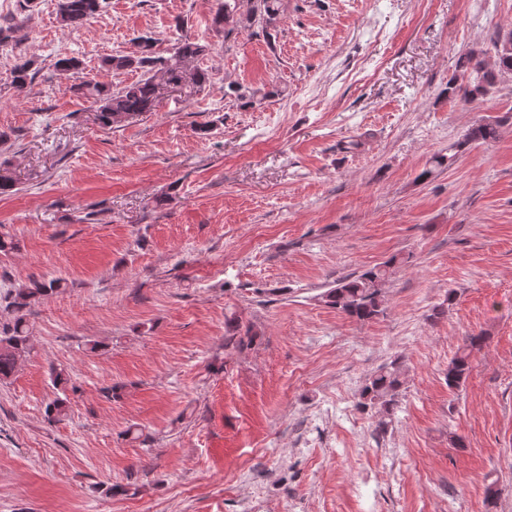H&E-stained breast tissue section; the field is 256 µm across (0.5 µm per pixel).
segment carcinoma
Wrapping results in <instances>:
<instances>
[{"label": "carcinoma", "mask_w": 512, "mask_h": 512, "mask_svg": "<svg viewBox=\"0 0 512 512\" xmlns=\"http://www.w3.org/2000/svg\"><path fill=\"white\" fill-rule=\"evenodd\" d=\"M107 0H58V14L61 22L73 30L80 29L91 18L99 15L106 7ZM280 19V0H252L251 7L241 13L224 0L211 20V26L224 32V40L253 27L270 35L269 29L277 26ZM209 45L188 37L180 39L172 55L166 57L155 50V39L141 36L136 49L129 54L113 55L102 59V67L113 72L139 71L141 78L116 90L92 80H86L78 90L98 105L99 123L110 128L132 121L146 112L153 111L159 97V83L156 74L162 73L164 82L184 85L197 92L209 85L212 73L195 67L187 69V64L205 56ZM494 59L487 63L474 52L465 54L460 65L459 76L448 82V95L458 96L472 102L485 97L494 87L497 76L512 73V33L509 39L493 41ZM38 69L31 59L17 63L10 72V85L21 91L32 83ZM497 124L489 121L476 123L454 146L455 152L434 157L438 167L452 166L457 156L473 144L488 143L497 138ZM387 277L386 266H374L358 273H352L336 280V284L322 295L323 302L337 311L359 321L371 320L383 312V288ZM65 287V280L53 278L48 281H35L32 287L18 290L8 306L17 313L12 326L0 335V382L9 379L20 359L30 349L29 336L25 324V310L44 297L58 293ZM255 333L251 327L241 329L240 324H228V336L224 347L242 350L253 344ZM485 342L482 335L468 338L462 349L448 362V387L457 388L467 378L471 370V354L481 349ZM402 381L400 373L388 367L380 368L366 382L360 392L359 404L363 408H377L389 415L393 412Z\"/></svg>", "instance_id": "obj_1"}]
</instances>
